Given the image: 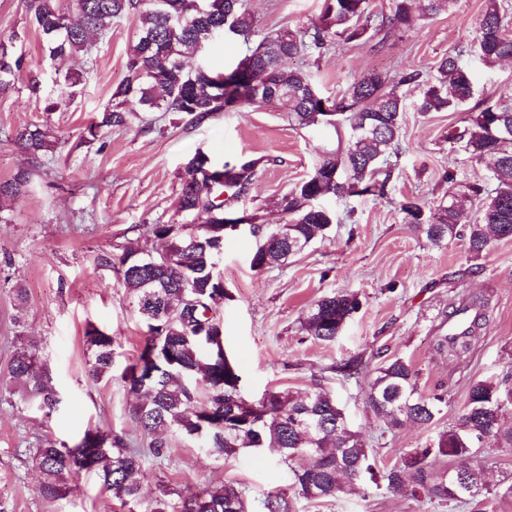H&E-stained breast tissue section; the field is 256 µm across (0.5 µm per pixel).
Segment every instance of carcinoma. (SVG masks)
<instances>
[{
  "label": "carcinoma",
  "instance_id": "1",
  "mask_svg": "<svg viewBox=\"0 0 512 512\" xmlns=\"http://www.w3.org/2000/svg\"><path fill=\"white\" fill-rule=\"evenodd\" d=\"M414 0H389L386 22L368 34L359 19L368 14L369 0H323L316 22L306 29H264L245 7L244 0H24L27 16L43 37L48 56L85 54L91 39L104 38L113 23L125 16L137 18L129 76L112 94L96 128L125 130L147 112L186 115L201 124L217 112L266 101H278L300 127L326 123V102L353 119L344 151L327 158L307 178L282 197L287 219L273 229L249 216L251 233L258 237L251 266L262 271L284 265L303 251L333 223V213L322 205L331 196L374 199L386 196L391 172L381 167L385 155L399 148L404 98L401 85L419 74L399 78L369 70L355 79L339 97H323L309 76L288 67L296 56L323 55L338 38L366 41L389 29L403 32L414 21ZM234 28L246 46L243 58L225 71L224 86L207 67L189 69L186 60L198 55L224 25ZM476 52L487 67L512 60V35L507 33L497 0L489 3L479 21ZM23 57L13 44L0 41V89L19 77ZM280 88L272 95L270 85ZM474 96L471 73L458 56L444 55L436 73L416 104L418 112H455ZM50 130L26 127L14 140L28 153V166L0 181V204L28 190L32 170L43 164ZM476 158L493 161L489 192L479 182L457 184L448 202L425 213L418 198L400 204L412 231L440 245L458 234L465 208L479 202L481 223L467 226L468 252L475 258L487 253L492 241L512 238V105L504 102L482 108L460 132L448 134ZM260 160L242 156L222 164L197 151L182 166L176 212L193 216L191 224H154L152 235L166 241L165 253L153 255L125 247L117 260L123 287L134 296L148 338L139 356L126 364L120 379L136 398L133 412L147 447L131 448L119 434L99 428L85 431L73 448L47 443L35 449L34 466L41 475L39 494L56 500L70 490L69 480L85 470L98 478L101 489L126 503L138 502L143 457L164 454L168 437L179 436L199 445L208 455L227 460L243 448L261 449L290 468L294 494L307 501L334 498L356 484L353 474L384 486L390 492L406 490L417 499L462 502L455 474L460 472L476 488L472 500L490 492L484 470L470 463L478 444L493 437L512 448V387L505 382L478 380L468 390L460 423L442 430L422 448L410 449L401 463L375 470L369 449L348 427L336 397L318 387L302 397L268 390L249 401L240 390L241 375L224 350V331L217 312L228 294L215 269L224 254L226 230L214 217L228 215L233 199L247 195ZM328 170L340 172L336 181L323 178ZM360 308L357 294L333 292L318 299L301 322L302 331L323 343L336 341L347 321ZM469 306L453 310L459 317L454 329L440 337L437 349L465 352L480 328L482 313L465 316ZM92 353L90 373L99 379L112 375V336L86 331ZM9 375L38 401L40 408H55L60 398L47 379L37 350L16 349ZM419 371L403 357L387 359L377 368L369 407L390 428L407 422L433 425L444 394L419 392ZM203 384L200 394L195 383ZM301 462L298 467L295 462ZM500 512H512V482L495 492ZM267 512H295L284 491L265 497ZM245 490L225 484L194 496L170 498L165 491L149 512H247Z\"/></svg>",
  "mask_w": 512,
  "mask_h": 512
}]
</instances>
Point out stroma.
<instances>
[{
  "label": "stroma",
  "instance_id": "1",
  "mask_svg": "<svg viewBox=\"0 0 512 512\" xmlns=\"http://www.w3.org/2000/svg\"><path fill=\"white\" fill-rule=\"evenodd\" d=\"M321 0H247L264 29L310 26ZM486 0H455L451 9L416 15L403 35L368 42H336L320 58L296 60L313 86L326 96L342 95L363 72L388 76L417 72L421 78L400 86L407 108L400 148L386 163L393 177L386 197H329L323 204L335 221L285 265L253 270L256 239L247 231L227 237L219 270L229 294L219 315L224 349L242 376L243 395L252 401L265 391L305 394L330 390L344 407L351 428L371 452L376 468L400 463L406 452L432 442L439 429L458 424L473 381L512 382V241L492 242L482 258H471L458 237L430 244L404 222L400 203L421 199L436 208L447 197L442 178L488 182L489 160L451 148L448 132L467 125L469 109L416 111L424 79L448 53L458 54L473 74L477 98L498 101L512 92V61L486 68L474 38ZM134 18L117 21L110 35L94 41L86 56L49 61L23 0H0V40L14 38L24 68L14 85L0 90V181L28 159L8 138L32 124L48 126L54 142L26 194L0 210V512H149L162 489L188 497L204 489L235 484L248 492L249 512H265L264 498L288 489L290 470L269 455L249 449L218 461L171 437L165 460L145 457L142 500L125 505L101 490L92 475L76 474L69 493L43 499L31 449L48 442L74 446L85 430L99 427L140 441L132 412L135 400L119 375L144 346L147 333L134 299L122 285L109 256L136 243L162 249L155 224H187L177 213L179 170L196 151L215 162L246 154L263 163L249 193L233 204L236 214H255L265 226L284 223L277 206L323 159L344 147L348 118L335 125L301 128L285 109L260 103L220 112L193 125L173 113L153 112L148 132L132 128L90 135L113 91L124 83L133 45ZM79 73L68 92L55 86L56 72ZM25 302H18L17 289ZM351 291L361 307L335 342L313 340L300 329L309 308L323 295ZM484 304L487 323L462 354L438 352L435 340L449 329L452 307L472 300ZM112 336L114 375L89 373L88 327ZM37 348L61 403L41 409L11 381L8 368L20 345ZM352 357L367 364L356 378L335 367ZM402 357L419 372L424 393L445 396L435 427L408 424L390 429L368 405L369 382L382 360ZM474 464L487 472L490 486L512 480V449L486 439ZM296 512H473L472 507L426 502L393 494L372 483L336 498L297 500Z\"/></svg>",
  "mask_w": 512,
  "mask_h": 512
}]
</instances>
